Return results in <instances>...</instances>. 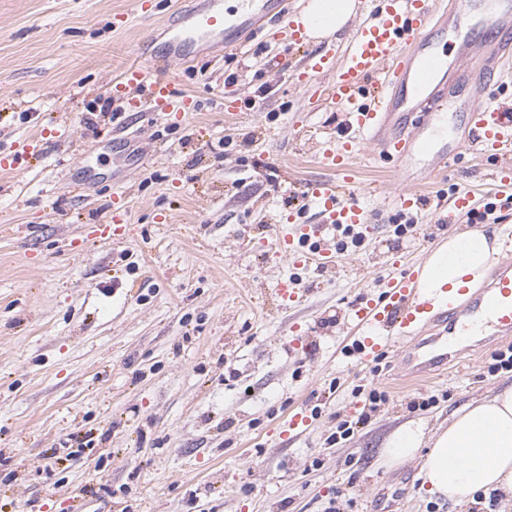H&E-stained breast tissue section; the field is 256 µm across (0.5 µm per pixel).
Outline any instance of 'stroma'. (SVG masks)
<instances>
[{"mask_svg":"<svg viewBox=\"0 0 512 512\" xmlns=\"http://www.w3.org/2000/svg\"><path fill=\"white\" fill-rule=\"evenodd\" d=\"M203 2L157 0L147 16L134 0H0V153L24 141L39 153L0 171V512H326L337 496L344 512H512V493L442 500L417 462L377 464L396 428L447 426L511 385L512 372L489 369L500 341L407 380L394 354L361 363L351 320L388 277L471 226L428 207L410 218L416 232L396 235L410 219L383 198L404 178L472 189L474 226L492 237L512 227V196H488L491 167L470 155L445 166L418 156L403 176L364 150L363 244L334 269L294 268L275 254L274 226L312 218L307 184L325 175L315 155L349 135L342 109L311 110L298 81L318 41L295 46L263 0L246 11L224 0L237 31L159 73L198 98L188 120L113 97L114 77L160 55L167 25ZM226 95L245 101L239 118H226ZM482 95L467 85L449 100L427 129L436 146L465 137L461 103ZM107 101L116 118L88 128L85 113ZM226 137L237 148L219 147ZM120 193L133 237L89 240ZM290 277L302 300L285 308L276 289ZM373 388L389 401L358 424ZM300 408L306 433L283 438ZM345 419L356 428L340 439Z\"/></svg>","mask_w":512,"mask_h":512,"instance_id":"35a3bbf8","label":"stroma"}]
</instances>
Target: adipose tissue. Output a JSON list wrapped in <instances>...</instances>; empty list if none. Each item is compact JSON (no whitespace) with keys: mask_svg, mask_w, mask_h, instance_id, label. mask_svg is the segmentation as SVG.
I'll return each instance as SVG.
<instances>
[{"mask_svg":"<svg viewBox=\"0 0 512 512\" xmlns=\"http://www.w3.org/2000/svg\"><path fill=\"white\" fill-rule=\"evenodd\" d=\"M355 13V0H304L295 21L309 38L321 39L342 29ZM500 252L499 241L482 231L448 236L419 270L418 285L434 302H446L459 288L478 284ZM380 460L387 467L418 461L430 493L451 501L512 488V385L462 409L433 434L417 424L397 428Z\"/></svg>","mask_w":512,"mask_h":512,"instance_id":"ef3b65f1","label":"adipose tissue"}]
</instances>
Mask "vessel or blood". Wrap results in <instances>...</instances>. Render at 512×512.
<instances>
[{
	"instance_id": "vessel-or-blood-1",
	"label": "vessel or blood",
	"mask_w": 512,
	"mask_h": 512,
	"mask_svg": "<svg viewBox=\"0 0 512 512\" xmlns=\"http://www.w3.org/2000/svg\"><path fill=\"white\" fill-rule=\"evenodd\" d=\"M493 8H482L481 0H360V19L351 33L343 56L324 48L311 53L300 79L310 103H333L345 112L354 138L327 141L318 160L332 176L310 183L308 196L315 206L314 220L278 225L276 252L295 268L336 265V228L366 223L364 209L348 192L355 183L354 158L359 141L380 144L384 157L402 165L410 156L436 154L439 162L456 158V151L434 150L432 142L415 134L406 138L389 136L392 116L415 112L419 126L445 111L454 88L442 71L448 65L433 42L436 31L457 32L467 15L479 13L482 26L495 41L481 47L470 41L458 45V54L471 57L460 81L486 86L496 74L512 77V0H494ZM227 18L223 0H206L204 6L185 16L173 29L166 52L154 64L139 62L126 66L113 80V90L126 98L133 109H151L158 120L184 119L198 109L194 95L176 90L157 79L156 68L168 59L190 60L198 43L222 37ZM471 134L468 141L480 153L495 157L500 165L491 174L499 187L512 191V113L495 98H481L467 108ZM436 208L442 222L455 223L473 208L470 192L439 190ZM398 212L412 214L426 204L420 184H407L391 198ZM131 201L113 196L104 228L93 229L95 239L129 237ZM503 258L489 269L487 285L468 294L463 302L435 306L417 288V273L406 270L384 283L381 295L360 301L353 321L359 333L363 362L374 361L398 349L406 364V375L422 378L465 352L481 348L480 337L469 334L471 326L490 324L494 337L512 340V229L502 233ZM435 326L433 336L422 338L417 331Z\"/></svg>"
}]
</instances>
